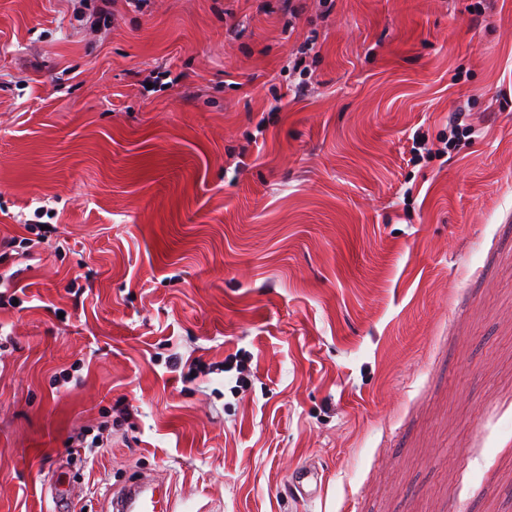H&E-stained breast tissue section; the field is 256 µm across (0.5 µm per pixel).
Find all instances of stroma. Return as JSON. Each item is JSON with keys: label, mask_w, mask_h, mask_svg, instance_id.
<instances>
[{"label": "stroma", "mask_w": 512, "mask_h": 512, "mask_svg": "<svg viewBox=\"0 0 512 512\" xmlns=\"http://www.w3.org/2000/svg\"><path fill=\"white\" fill-rule=\"evenodd\" d=\"M294 3L0 0V512H512V0ZM465 112H454L452 124H450L449 136L447 139L441 141L444 145L442 148H438L435 152H433L434 156L441 157L443 155H448V151L452 150L455 146L456 140H460L461 138H469L473 134H475V128L467 123H463ZM290 482L299 497H311L321 486V473L317 469L304 466L291 474ZM153 480L144 478L130 484L112 499L114 512H156Z\"/></svg>", "instance_id": "stroma-1"}]
</instances>
